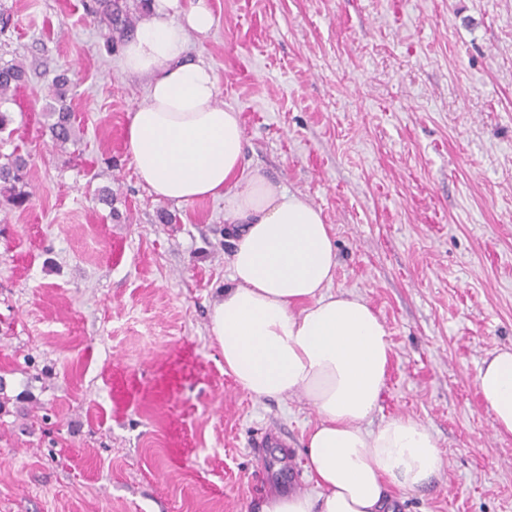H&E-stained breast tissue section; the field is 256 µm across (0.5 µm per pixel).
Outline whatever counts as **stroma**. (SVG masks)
Here are the masks:
<instances>
[{"label":"stroma","instance_id":"stroma-1","mask_svg":"<svg viewBox=\"0 0 512 512\" xmlns=\"http://www.w3.org/2000/svg\"><path fill=\"white\" fill-rule=\"evenodd\" d=\"M187 52L241 114L245 161L319 207L333 290L391 344L368 423L409 416L439 473L394 512H512V436L477 387L512 347V0H207ZM94 0H0V153L28 158L29 205L0 207V512H264L259 456L303 466L302 396L258 400L210 332L229 273L224 203L175 204L124 147L146 81L119 67ZM67 72L80 140L44 115ZM288 445L258 451L261 432ZM27 80L24 66L19 63L0 65V104L13 97L14 91Z\"/></svg>","mask_w":512,"mask_h":512}]
</instances>
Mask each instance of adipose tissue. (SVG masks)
<instances>
[{
	"instance_id": "ef3b65f1",
	"label": "adipose tissue",
	"mask_w": 512,
	"mask_h": 512,
	"mask_svg": "<svg viewBox=\"0 0 512 512\" xmlns=\"http://www.w3.org/2000/svg\"><path fill=\"white\" fill-rule=\"evenodd\" d=\"M206 0H149L120 67L146 78L124 146L156 198L224 202L235 229L229 281L211 313L224 370L257 399L305 397L309 488L271 499L265 512H388L387 487L412 492L441 466L430 430L409 416L366 423L386 385L391 346L362 297L331 289L336 244L320 208L244 161L239 112L218 104L213 68L186 56L189 33H208ZM496 434L512 435V348L477 375Z\"/></svg>"
}]
</instances>
